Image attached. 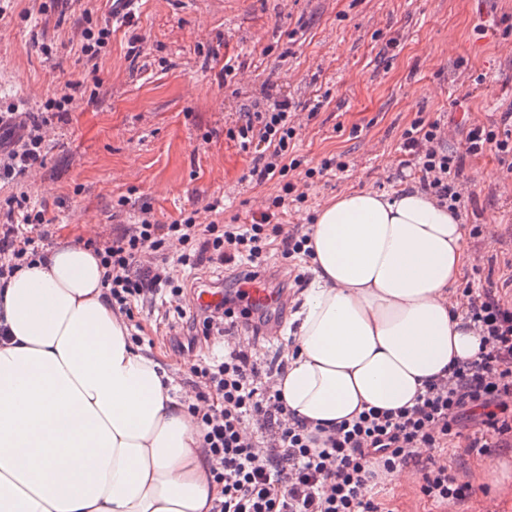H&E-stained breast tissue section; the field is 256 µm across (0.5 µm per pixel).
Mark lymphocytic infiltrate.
I'll return each instance as SVG.
<instances>
[{"label": "lymphocytic infiltrate", "instance_id": "lymphocytic-infiltrate-1", "mask_svg": "<svg viewBox=\"0 0 512 512\" xmlns=\"http://www.w3.org/2000/svg\"><path fill=\"white\" fill-rule=\"evenodd\" d=\"M72 95L46 103L40 115L0 113V182L20 183L44 161V129L50 112ZM288 98H274L262 109L241 113L230 131L242 149H256L249 170L257 183L285 177L294 135ZM464 152L442 145L439 121H414L403 133L402 149L421 172L422 191L446 202L461 203L456 183L465 155L494 147L500 163L512 172V136L471 125ZM284 196L271 201L269 211L249 224L206 225L186 217L157 223L150 206H143L138 223L124 225L110 243L97 248L104 268L102 283L113 310L132 317L136 306L156 302L159 295L177 298L185 288L173 275L174 266L196 268L208 263L236 268L237 280L257 278L271 236L280 238V258L304 253L308 236L299 228L272 224L273 210L284 207ZM47 222L44 210L31 208L27 193L0 206V289L22 266L40 256L33 237L20 224ZM183 251L176 261L168 247ZM467 315L481 341L474 361L450 367L417 395L413 406L397 410L370 408L341 423L327 436L302 420L288 421L282 393L272 369L259 368L248 351L235 343L234 327H248L252 311L245 294L226 290L220 305L192 314L186 321L189 345L224 338L221 352L189 363L182 383L195 395L190 410L202 426L200 447L211 472L224 487V498L213 512H379L372 490L400 466L419 472V491L428 501L457 505L472 495L468 482L448 465V444L459 437V425L471 420L512 435V304L489 289H467Z\"/></svg>", "mask_w": 512, "mask_h": 512}]
</instances>
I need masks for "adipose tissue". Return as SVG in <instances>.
<instances>
[{
    "mask_svg": "<svg viewBox=\"0 0 512 512\" xmlns=\"http://www.w3.org/2000/svg\"><path fill=\"white\" fill-rule=\"evenodd\" d=\"M312 280L277 376L289 418L413 405L479 336L460 217L419 188L347 191L309 228ZM94 251L61 244L0 293V512H212L223 487L160 364L130 341Z\"/></svg>",
    "mask_w": 512,
    "mask_h": 512,
    "instance_id": "1",
    "label": "adipose tissue"
}]
</instances>
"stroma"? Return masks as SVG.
<instances>
[{
	"mask_svg": "<svg viewBox=\"0 0 512 512\" xmlns=\"http://www.w3.org/2000/svg\"><path fill=\"white\" fill-rule=\"evenodd\" d=\"M107 0H75L65 8L47 0H5L0 6V111H42L77 83L76 108L53 118L45 137V165L21 184L0 186V200L27 192L51 223L41 244L105 242L120 225L136 223L142 205L157 222L188 215L212 219L204 205L224 202V219L251 223L281 192L279 181L258 185L246 175L251 153L227 136L241 112L285 96L297 105L289 182L307 199L278 216L310 224L336 194L392 192L418 184L420 174L402 149V134L417 119L440 120L448 146L463 150L461 124L500 126L512 113V0H136L126 24L96 60L80 51L86 20L108 17ZM141 53H130L132 44ZM239 69L224 77V61ZM97 70L99 88L85 78ZM342 170L306 179L329 158ZM466 227L495 224L492 242L468 238L479 269L473 286L512 299V175L494 148L469 156L461 176ZM294 270L271 263L262 274L288 298V315L302 302L306 257ZM191 296L180 307L190 308ZM177 307V308H180ZM176 307L159 301L137 313L153 338L149 357L184 396L183 359L168 350ZM479 448L450 445L449 465L473 487L463 512H512V478L487 477L492 458L512 462V447L480 431ZM384 512H440L423 498L417 479L378 488Z\"/></svg>",
	"mask_w": 512,
	"mask_h": 512,
	"instance_id": "35a3bbf8",
	"label": "stroma"
}]
</instances>
